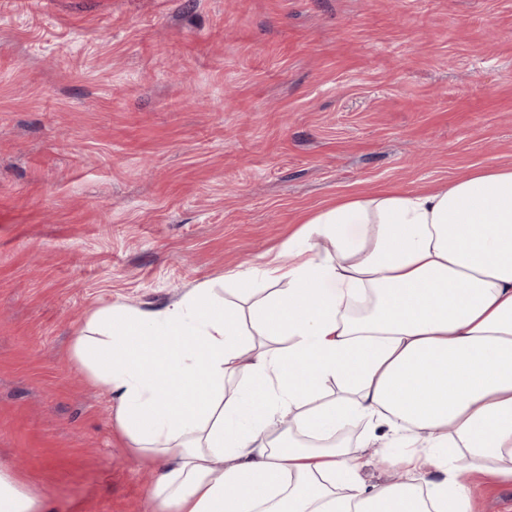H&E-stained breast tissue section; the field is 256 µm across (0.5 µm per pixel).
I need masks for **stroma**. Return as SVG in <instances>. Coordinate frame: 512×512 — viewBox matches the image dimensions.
Returning <instances> with one entry per match:
<instances>
[{
	"label": "stroma",
	"mask_w": 512,
	"mask_h": 512,
	"mask_svg": "<svg viewBox=\"0 0 512 512\" xmlns=\"http://www.w3.org/2000/svg\"><path fill=\"white\" fill-rule=\"evenodd\" d=\"M512 166V0H0V463L152 512L71 357L86 317L300 261L352 196ZM475 512L512 485L471 479Z\"/></svg>",
	"instance_id": "stroma-1"
}]
</instances>
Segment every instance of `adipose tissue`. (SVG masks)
Listing matches in <instances>:
<instances>
[{"mask_svg":"<svg viewBox=\"0 0 512 512\" xmlns=\"http://www.w3.org/2000/svg\"><path fill=\"white\" fill-rule=\"evenodd\" d=\"M288 247L311 257L237 271L234 299L116 305L74 340L156 512H474L473 474L512 484V167L344 200ZM356 423L399 481H362ZM0 512L46 501L0 466Z\"/></svg>","mask_w":512,"mask_h":512,"instance_id":"1","label":"adipose tissue"}]
</instances>
